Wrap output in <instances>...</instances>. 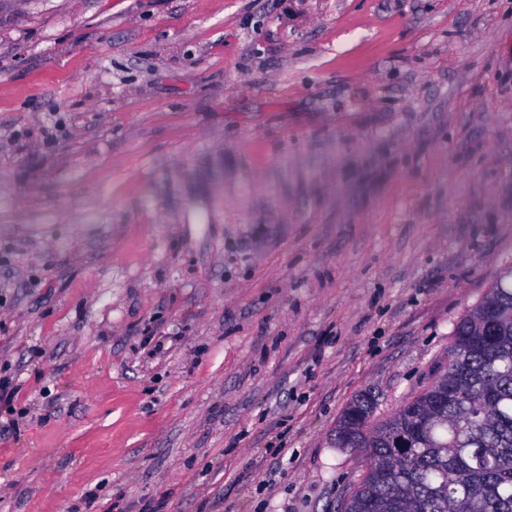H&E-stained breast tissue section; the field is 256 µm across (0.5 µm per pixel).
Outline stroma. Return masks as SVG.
<instances>
[{
  "instance_id": "obj_1",
  "label": "stroma",
  "mask_w": 512,
  "mask_h": 512,
  "mask_svg": "<svg viewBox=\"0 0 512 512\" xmlns=\"http://www.w3.org/2000/svg\"><path fill=\"white\" fill-rule=\"evenodd\" d=\"M512 270V0H0V512H339Z\"/></svg>"
}]
</instances>
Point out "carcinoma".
I'll return each instance as SVG.
<instances>
[{
	"label": "carcinoma",
	"instance_id": "obj_1",
	"mask_svg": "<svg viewBox=\"0 0 512 512\" xmlns=\"http://www.w3.org/2000/svg\"><path fill=\"white\" fill-rule=\"evenodd\" d=\"M448 371L371 430L372 402L355 398L336 446L369 465L344 512H512V280L489 289L452 330ZM406 431L411 463L395 466Z\"/></svg>",
	"mask_w": 512,
	"mask_h": 512
}]
</instances>
